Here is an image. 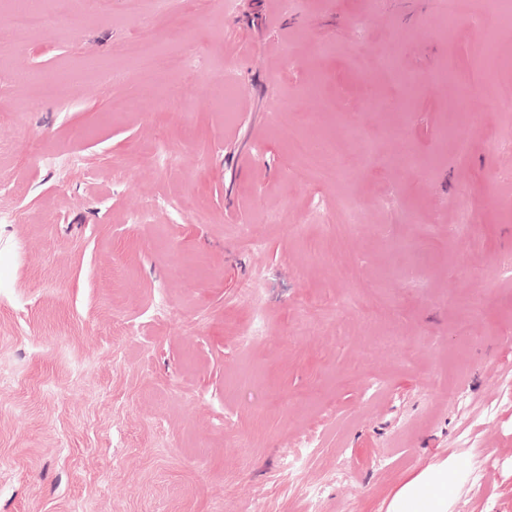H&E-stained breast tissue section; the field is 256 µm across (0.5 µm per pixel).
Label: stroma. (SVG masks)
Segmentation results:
<instances>
[{"instance_id":"obj_1","label":"stroma","mask_w":512,"mask_h":512,"mask_svg":"<svg viewBox=\"0 0 512 512\" xmlns=\"http://www.w3.org/2000/svg\"><path fill=\"white\" fill-rule=\"evenodd\" d=\"M279 2L174 0L169 110L137 89L149 0H48L0 50V512H387L432 464L448 512H512V111L489 91L467 123L439 80L485 33L434 0ZM385 56L419 81L401 111L357 68ZM308 113L348 180L292 176L275 127Z\"/></svg>"}]
</instances>
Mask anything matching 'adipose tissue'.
Listing matches in <instances>:
<instances>
[{
    "label": "adipose tissue",
    "mask_w": 512,
    "mask_h": 512,
    "mask_svg": "<svg viewBox=\"0 0 512 512\" xmlns=\"http://www.w3.org/2000/svg\"><path fill=\"white\" fill-rule=\"evenodd\" d=\"M453 482L447 467L430 466L394 494L390 512H447L448 488Z\"/></svg>",
    "instance_id": "adipose-tissue-1"
}]
</instances>
